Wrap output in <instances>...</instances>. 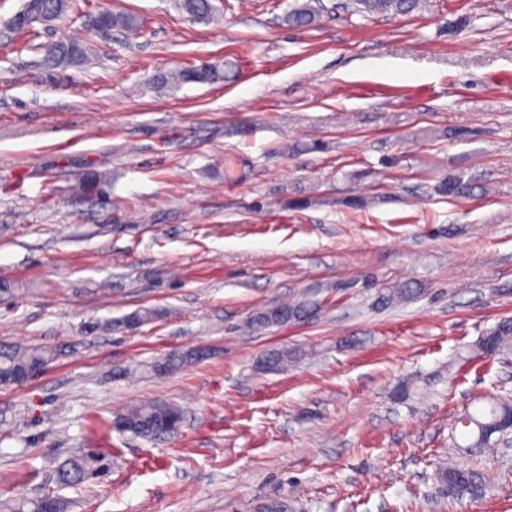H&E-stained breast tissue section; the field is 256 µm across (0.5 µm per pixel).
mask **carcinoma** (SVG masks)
<instances>
[{"label":"carcinoma","mask_w":512,"mask_h":512,"mask_svg":"<svg viewBox=\"0 0 512 512\" xmlns=\"http://www.w3.org/2000/svg\"><path fill=\"white\" fill-rule=\"evenodd\" d=\"M418 0H355L358 10L369 14H404L416 8ZM176 6L182 12L205 18L216 11L212 0H176ZM80 9L77 0H23L21 8L11 15L15 19L24 17L25 23L15 25L12 31L19 35L17 51H34L42 54L41 64L49 71L78 66L89 57V47L66 36H61L46 44H35L29 32L38 25L61 22L73 11ZM104 16L107 27L134 31L139 27L140 19L129 12L86 14L91 23ZM317 7L309 4H294L286 10L284 22L292 27H308L315 23ZM233 78L231 69L224 63L203 65H185L173 71L160 74L155 84L159 88L177 87L184 84H212L229 81ZM105 184L102 175L90 172L77 183L75 192L82 197L98 194ZM420 292L408 283L380 288L377 291V306L381 309L405 302ZM319 304L315 300L298 299L267 308L257 313L250 321L254 328H268L274 323L304 320L312 316ZM477 351L492 358L504 350L512 348V319L500 321L493 329L483 334L476 345ZM299 358L295 350L281 349L266 353L257 361V367L265 371H278L288 363ZM52 359L51 352L42 349H0V379L7 382L16 374L30 368L45 365ZM191 355L170 356L154 365V370L169 374L192 362ZM512 414V404L506 401L496 402L486 412H465L457 419L456 425L469 448H492L501 443L497 430L498 422ZM182 411L179 406L163 401H141L116 413L113 423L134 436L154 438L161 425L173 422L180 424ZM109 463L105 454L91 449L87 453L64 461L58 469L59 479L64 484L78 485L89 483L103 475ZM440 479L456 489L457 494L476 493L485 485L483 476L464 466L445 467L439 472Z\"/></svg>","instance_id":"obj_1"}]
</instances>
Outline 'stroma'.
Returning a JSON list of instances; mask_svg holds the SVG:
<instances>
[{"label": "stroma", "instance_id": "1", "mask_svg": "<svg viewBox=\"0 0 512 512\" xmlns=\"http://www.w3.org/2000/svg\"><path fill=\"white\" fill-rule=\"evenodd\" d=\"M214 2L198 18L87 0L144 27L40 28L92 49L51 75L0 32V347L53 354L0 387V512L48 494L65 512H512V447L449 439L476 398L512 399V350L475 348L512 318V0L386 17L322 0L306 29L283 22L285 0ZM204 60L234 78L155 91ZM91 170L103 192L73 196ZM450 176L464 196L437 192ZM404 282L419 294L377 308ZM305 297L322 303L309 320L248 329ZM141 307L162 316L119 327ZM273 349L303 356L257 370ZM147 400L181 406L177 433L112 428ZM91 448L109 473L59 484ZM453 465L489 486L448 498Z\"/></svg>", "mask_w": 512, "mask_h": 512}]
</instances>
